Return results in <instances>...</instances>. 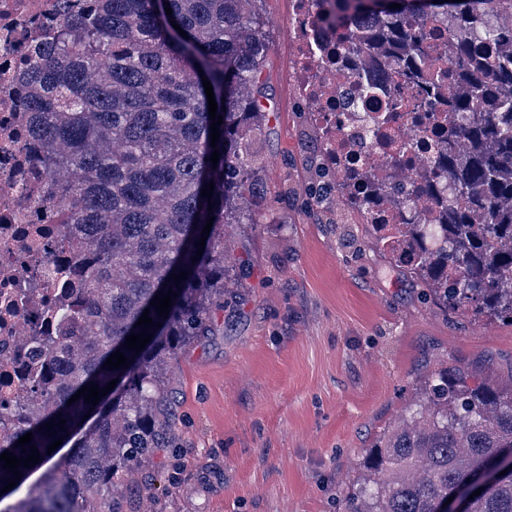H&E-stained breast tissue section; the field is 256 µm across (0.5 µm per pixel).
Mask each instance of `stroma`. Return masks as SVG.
<instances>
[{
    "label": "stroma",
    "instance_id": "35a3bbf8",
    "mask_svg": "<svg viewBox=\"0 0 512 512\" xmlns=\"http://www.w3.org/2000/svg\"><path fill=\"white\" fill-rule=\"evenodd\" d=\"M267 114L236 284L165 373L168 447L125 476L119 512H343L359 464L440 366L512 369V326L471 321L349 223L292 78L290 0H266ZM319 182L318 206L307 189Z\"/></svg>",
    "mask_w": 512,
    "mask_h": 512
}]
</instances>
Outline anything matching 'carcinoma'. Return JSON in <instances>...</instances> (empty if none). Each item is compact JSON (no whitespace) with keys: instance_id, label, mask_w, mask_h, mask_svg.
I'll list each match as a JSON object with an SVG mask.
<instances>
[{"instance_id":"carcinoma-1","label":"carcinoma","mask_w":512,"mask_h":512,"mask_svg":"<svg viewBox=\"0 0 512 512\" xmlns=\"http://www.w3.org/2000/svg\"><path fill=\"white\" fill-rule=\"evenodd\" d=\"M327 27L378 26L363 50L381 49L397 61L425 96L412 105L425 126L448 127L415 196L434 201V224H367L369 237L420 282L424 296L475 322L512 325V55L486 63L491 47H512V31L483 23L491 13H512V0H316ZM399 7L394 8L392 4ZM264 0H87L66 15L37 48L22 81L33 89V136L47 148L50 179L70 207L53 221L80 240L83 287L73 302L56 307L52 335L26 339L55 367L32 377L29 404L38 417L0 445L16 457L37 447L40 462L16 472L0 461V490L13 489L5 512H118L121 473L166 447L168 421L158 411L163 379L175 351L210 332L213 305L233 285L235 257L229 224L244 220L242 204L265 192L243 141L259 128L261 75L270 43ZM172 9L167 15L165 9ZM427 18L453 22L456 40L448 68L432 65L424 36L411 35ZM180 29H175L174 25ZM186 36H181L179 30ZM213 86L219 141L211 147L208 99ZM466 94L436 112L445 84ZM219 150V161H210ZM363 200L378 195L376 166L347 172ZM214 184L211 198L201 190ZM212 227L197 255L207 219ZM188 273L175 283L172 275ZM172 291L168 316L150 301ZM149 311L152 339L140 352L123 347ZM116 351L128 367L111 370ZM117 380L94 405L69 399L84 386ZM65 426L45 429L57 418ZM32 433L30 443L19 437ZM73 442L56 457L47 447ZM512 371L497 380L443 366L414 389L403 413L378 435L361 465L360 489L344 512H438L479 470L497 460L508 473L465 499L464 512H512ZM43 469L33 485L27 474Z\"/></svg>"}]
</instances>
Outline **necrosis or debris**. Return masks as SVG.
I'll use <instances>...</instances> for the list:
<instances>
[{"label":"necrosis or debris","instance_id":"1","mask_svg":"<svg viewBox=\"0 0 512 512\" xmlns=\"http://www.w3.org/2000/svg\"><path fill=\"white\" fill-rule=\"evenodd\" d=\"M312 14L311 0H292L288 30L298 95L320 133L321 151L358 167L409 149L412 161L401 176L380 171L384 192H406L418 184L421 165L437 161L439 136L407 112L383 137L366 131L392 100L418 98L421 89L405 83L388 57L339 56L336 47L347 35L316 30ZM55 20L56 0H0V438L16 426L10 406L23 396V372L41 364L23 339L43 329L52 306L72 300L73 269L81 261L51 222L63 200L53 194L45 148L29 132V95L21 81L31 48L47 38ZM359 81L373 84L375 95L359 98Z\"/></svg>","mask_w":512,"mask_h":512}]
</instances>
